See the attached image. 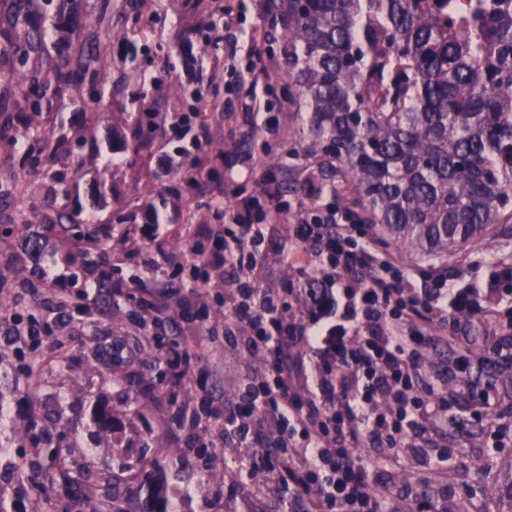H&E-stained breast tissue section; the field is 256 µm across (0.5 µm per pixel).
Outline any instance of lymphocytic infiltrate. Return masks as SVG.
<instances>
[{
    "mask_svg": "<svg viewBox=\"0 0 512 512\" xmlns=\"http://www.w3.org/2000/svg\"><path fill=\"white\" fill-rule=\"evenodd\" d=\"M363 226L358 218L337 223L327 216L320 223L300 222L295 236L319 245L332 270L348 277L362 276L355 340L337 339L332 346L333 361L328 366L331 385L344 397L336 408L309 417L305 422L307 443L288 448L289 465L300 464L322 472L319 489H312L305 475H294L300 493L318 491L329 512H382L379 498L370 490L363 467L353 458L361 433L370 434L386 448L401 447L411 430L441 418L450 405L444 401L418 397L420 339L408 329L421 320L431 335H440L449 312H462L469 303L454 294L445 274H432L425 288L411 286L393 261L377 257L356 239ZM245 303L254 305L245 338L256 347L277 339L272 364L277 377L264 386L278 420L297 412L299 403L291 393L286 371L288 348L294 342H319L320 334L290 321L279 301L271 294L260 297L247 292Z\"/></svg>",
    "mask_w": 512,
    "mask_h": 512,
    "instance_id": "obj_1",
    "label": "lymphocytic infiltrate"
}]
</instances>
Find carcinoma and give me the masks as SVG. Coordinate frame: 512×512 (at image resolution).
I'll return each instance as SVG.
<instances>
[{"label": "carcinoma", "instance_id": "carcinoma-1", "mask_svg": "<svg viewBox=\"0 0 512 512\" xmlns=\"http://www.w3.org/2000/svg\"><path fill=\"white\" fill-rule=\"evenodd\" d=\"M0 55L34 63L20 96L0 101L3 131L28 134L44 104L78 81L106 111L100 46L114 38L104 4L52 56L40 0H6ZM288 42V75L306 112L299 148L344 207H358L380 242L446 259L512 222V0H273ZM78 133L40 141L34 160L70 154ZM87 498V512H170L155 464L132 502L112 478L47 474Z\"/></svg>", "mask_w": 512, "mask_h": 512}]
</instances>
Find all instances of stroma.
Listing matches in <instances>:
<instances>
[{
    "label": "stroma",
    "instance_id": "35a3bbf8",
    "mask_svg": "<svg viewBox=\"0 0 512 512\" xmlns=\"http://www.w3.org/2000/svg\"><path fill=\"white\" fill-rule=\"evenodd\" d=\"M70 0H45L52 54H70ZM211 20L198 21L190 0H142L138 19L112 18L124 37L102 48L109 82L118 90L107 119L95 118L86 85L65 107L43 113L28 137L0 140V332L14 316L49 326L50 336L0 347V505L7 512H81L80 497L46 476L64 459L72 473L96 475L122 463H164L174 512H309L282 463L277 430L261 412L228 420L246 394L270 383V350L241 341L248 326L237 314L239 290L273 293L308 329L351 327L345 299L336 298L317 247L296 239L299 219L314 223L336 209L317 180L283 183L285 166L301 170V116L292 100L288 46L281 26L256 17V0H213ZM239 38L235 55L216 56L225 19ZM264 74L263 82L252 80ZM163 101L152 118L153 140L133 149L141 118V78ZM199 94L182 99L177 88ZM83 135L66 159L30 165L26 151L46 133ZM174 167H161L164 158ZM207 167L186 181L197 159ZM247 204L258 224L269 207L284 224L246 243L254 262L215 267L211 253L233 245L224 233L227 203ZM82 221L56 224L58 209ZM129 218L115 224L116 213ZM109 221L97 252L80 250L86 219ZM402 267L413 287L443 272L452 288L496 282L493 297L475 296L470 315L449 321L462 341L429 344L421 370L455 403L441 426H426L400 448L365 442L362 454L385 512H512V224H499L475 248L444 262L410 249L377 245ZM55 284H40L37 266ZM104 273L111 286L88 303L85 285ZM315 279L335 300L316 308L298 286ZM178 343L190 369L174 383L158 349ZM323 355L300 343L288 363L292 383L308 387L323 410L335 394L322 391ZM109 411L127 445L113 447L96 425ZM448 461H440L442 451ZM484 472H477V464Z\"/></svg>",
    "mask_w": 512,
    "mask_h": 512
}]
</instances>
